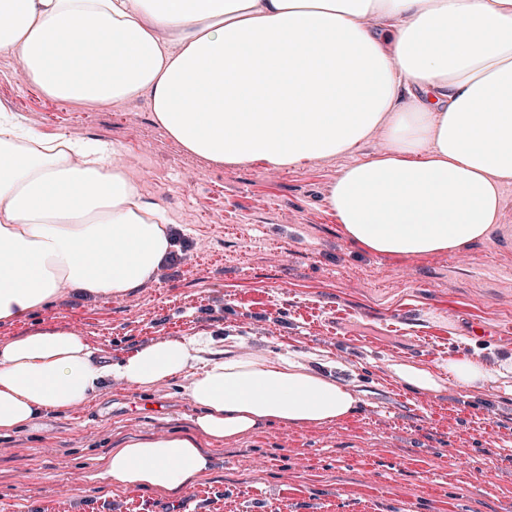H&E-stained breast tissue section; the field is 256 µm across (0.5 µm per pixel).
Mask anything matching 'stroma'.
I'll return each mask as SVG.
<instances>
[{
	"instance_id": "1",
	"label": "stroma",
	"mask_w": 512,
	"mask_h": 512,
	"mask_svg": "<svg viewBox=\"0 0 512 512\" xmlns=\"http://www.w3.org/2000/svg\"><path fill=\"white\" fill-rule=\"evenodd\" d=\"M19 55L0 54V109L41 136L117 144L144 201L165 210L180 265L121 298L71 295L0 341L33 328L84 336L117 361L166 338L211 336L323 366L361 403L333 425H273L215 449L214 470L179 497L102 475L130 438L188 434L197 409L173 384L101 389L68 412L0 438V506L17 512H512V392L489 385L417 392L389 366L443 370L512 357V184L490 239L420 258L382 257L347 239L328 204L346 167L381 150L281 167L218 165L157 122L147 98L104 107L50 98Z\"/></svg>"
}]
</instances>
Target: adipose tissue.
Listing matches in <instances>:
<instances>
[{"instance_id":"adipose-tissue-1","label":"adipose tissue","mask_w":512,"mask_h":512,"mask_svg":"<svg viewBox=\"0 0 512 512\" xmlns=\"http://www.w3.org/2000/svg\"><path fill=\"white\" fill-rule=\"evenodd\" d=\"M0 15V53L18 52L43 94L147 96L174 140L216 164L296 166L383 134L385 149L344 169L328 195L369 253L429 256L496 228L512 183V0H0ZM165 219L119 148L53 145L0 111V323L68 293L140 287L173 248ZM390 370L438 393L450 380L468 390L511 379L512 358ZM173 379L198 409L193 433L110 449L108 480L175 498L213 469L209 445L273 424H336L360 403L300 360L210 336L105 362L77 333L41 328L0 342V436L105 386L148 391Z\"/></svg>"}]
</instances>
